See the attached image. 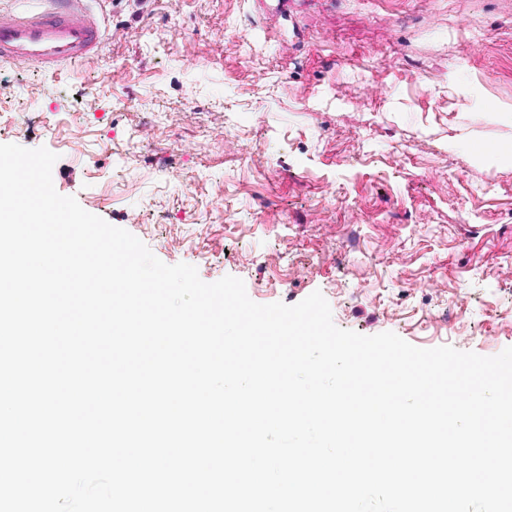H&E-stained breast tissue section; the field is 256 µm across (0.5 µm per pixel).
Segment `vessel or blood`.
<instances>
[{
	"label": "vessel or blood",
	"instance_id": "1",
	"mask_svg": "<svg viewBox=\"0 0 512 512\" xmlns=\"http://www.w3.org/2000/svg\"><path fill=\"white\" fill-rule=\"evenodd\" d=\"M34 9H0V62L41 68L94 61L104 44L89 0H38Z\"/></svg>",
	"mask_w": 512,
	"mask_h": 512
}]
</instances>
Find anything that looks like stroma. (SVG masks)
Listing matches in <instances>:
<instances>
[{
  "instance_id": "35a3bbf8",
  "label": "stroma",
  "mask_w": 512,
  "mask_h": 512,
  "mask_svg": "<svg viewBox=\"0 0 512 512\" xmlns=\"http://www.w3.org/2000/svg\"><path fill=\"white\" fill-rule=\"evenodd\" d=\"M86 67L0 63V143L162 262L512 347V0H92Z\"/></svg>"
}]
</instances>
